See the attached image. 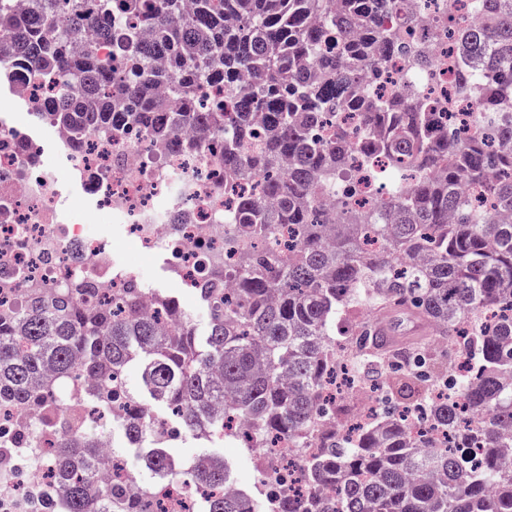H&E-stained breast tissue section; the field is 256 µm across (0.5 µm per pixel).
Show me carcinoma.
I'll use <instances>...</instances> for the list:
<instances>
[{
    "mask_svg": "<svg viewBox=\"0 0 512 512\" xmlns=\"http://www.w3.org/2000/svg\"><path fill=\"white\" fill-rule=\"evenodd\" d=\"M13 2L0 0V55L80 90L34 117L75 135L100 125L222 134L224 188L265 177L263 193L241 204L237 236L286 225L294 239L285 256L241 249L234 265L206 271L201 341L175 297L151 292L178 322L165 330L140 312L135 287L121 313L87 282L0 311V407L33 413L53 440L46 456L67 512H149L162 493L98 482V438L77 406L107 412L115 399L132 443L150 442L155 402L199 440L230 435L233 415L261 438L315 449L301 467L306 497L283 489L275 512H512V0H480L484 23L459 32L456 96L476 106L466 137L443 127L435 100L361 91L368 66L402 49L401 29L429 23L400 14L399 0H193L190 10L185 0H27L22 17ZM96 23L124 74L69 41ZM47 30L60 38L45 40ZM329 42L336 52L322 50ZM161 60L180 112L154 95ZM245 75L234 107L194 108L203 85L238 87ZM345 108L381 134L355 143L338 124L318 136L325 115ZM487 112L500 114L494 147L482 136ZM353 148L386 162L389 224L335 192L353 182ZM363 307L420 314L439 339H461L473 372L448 382L456 352L443 363L427 341L391 353L374 317L338 329ZM337 340L356 346L355 380L388 403L353 438L336 431L347 410L324 400L342 375ZM144 461L173 475L162 448ZM179 477L215 491L208 512H245L241 497L220 492L223 458L200 453Z\"/></svg>",
    "mask_w": 512,
    "mask_h": 512,
    "instance_id": "carcinoma-1",
    "label": "carcinoma"
}]
</instances>
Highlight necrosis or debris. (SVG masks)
<instances>
[{
  "label": "necrosis or debris",
  "instance_id": "4bbe7bcc",
  "mask_svg": "<svg viewBox=\"0 0 512 512\" xmlns=\"http://www.w3.org/2000/svg\"><path fill=\"white\" fill-rule=\"evenodd\" d=\"M405 9L432 20L450 13L461 27L477 15L479 5L478 0H405ZM402 36L408 45L429 49L428 67L418 68L407 54L389 57L368 68L363 93L380 100L415 95L442 101L451 128L469 129V108L453 93L454 42L420 27L405 28ZM53 134L97 213L112 215L144 257L164 255L181 288L197 291L208 264L232 265L238 247L288 248L284 228L230 245L238 198L257 193L260 181H244L234 193L225 192L222 136L194 133L187 149L143 128L123 134L98 129L75 139L57 127ZM41 155L40 144L21 127L0 123V309H19L34 291L61 292L84 279L105 287L106 301L118 302L138 275L117 263L113 239L88 231L89 215H69ZM22 424L28 441L0 470V512H44L45 504L63 501L57 485L43 474L48 441L32 416L0 409V436H12ZM257 454L282 462L286 486L304 495L298 466L308 449L277 438L265 441Z\"/></svg>",
  "mask_w": 512,
  "mask_h": 512
}]
</instances>
